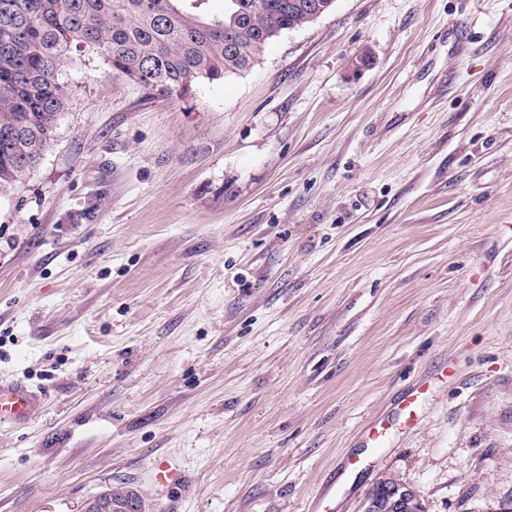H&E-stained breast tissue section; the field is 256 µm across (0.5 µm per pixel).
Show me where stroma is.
I'll return each mask as SVG.
<instances>
[{"label":"stroma","instance_id":"1","mask_svg":"<svg viewBox=\"0 0 512 512\" xmlns=\"http://www.w3.org/2000/svg\"><path fill=\"white\" fill-rule=\"evenodd\" d=\"M62 79L0 195V379L43 396L0 426V512L119 481L364 512L384 473L425 512L512 502V0H336L183 91L77 51Z\"/></svg>","mask_w":512,"mask_h":512}]
</instances>
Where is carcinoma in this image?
I'll return each instance as SVG.
<instances>
[{"instance_id": "cac0c4a2", "label": "carcinoma", "mask_w": 512, "mask_h": 512, "mask_svg": "<svg viewBox=\"0 0 512 512\" xmlns=\"http://www.w3.org/2000/svg\"><path fill=\"white\" fill-rule=\"evenodd\" d=\"M0 0V194L23 184L54 141L76 50L147 89L171 92L238 74L319 0Z\"/></svg>"}]
</instances>
